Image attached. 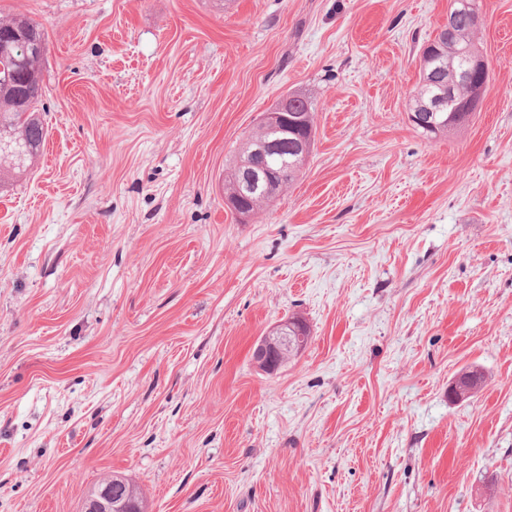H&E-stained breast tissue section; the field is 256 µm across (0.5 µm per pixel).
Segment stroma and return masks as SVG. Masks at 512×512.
Instances as JSON below:
<instances>
[{"mask_svg":"<svg viewBox=\"0 0 512 512\" xmlns=\"http://www.w3.org/2000/svg\"><path fill=\"white\" fill-rule=\"evenodd\" d=\"M479 3L486 90L429 139L449 0H0L47 34L46 140L0 190V512L113 472L146 512H512V0ZM293 91L309 157L239 218L227 168ZM306 322L295 317L283 320L273 325L261 337L253 357L258 366L265 372L277 371L288 357L300 353L306 346L309 335L303 331Z\"/></svg>","mask_w":512,"mask_h":512,"instance_id":"stroma-1","label":"stroma"}]
</instances>
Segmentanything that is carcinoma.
Instances as JSON below:
<instances>
[{
  "label": "carcinoma",
  "mask_w": 512,
  "mask_h": 512,
  "mask_svg": "<svg viewBox=\"0 0 512 512\" xmlns=\"http://www.w3.org/2000/svg\"><path fill=\"white\" fill-rule=\"evenodd\" d=\"M475 2V10L456 19L452 30H440L438 35L427 41L423 52L430 54L436 63L444 62L446 66L427 69L420 73L419 82L414 90L411 102L418 99L431 100L436 94L448 88V66L459 67L463 62L462 50L469 51L470 56L480 54L474 36L478 28L480 4ZM21 63L15 65L4 63L0 68V139L17 141L24 146V154L20 158H0V187H4L12 177L24 174L44 142L47 131L38 116V105L43 97L42 70L44 57L30 54H15ZM467 89L455 90L451 97L444 99L440 110L429 118L428 125L417 126L427 137L446 136L463 126L461 114L467 100ZM314 97L302 93L289 94L288 114L298 119V126L291 135V140L282 146L281 151L267 156L266 172L270 173L268 190L260 197H243L239 204L246 211L256 213L275 200L283 189L292 183L301 172L303 165L292 163L294 140L313 139V117L316 111ZM242 172L233 167L224 179V194L234 200L238 194Z\"/></svg>",
  "instance_id": "carcinoma-1"
}]
</instances>
